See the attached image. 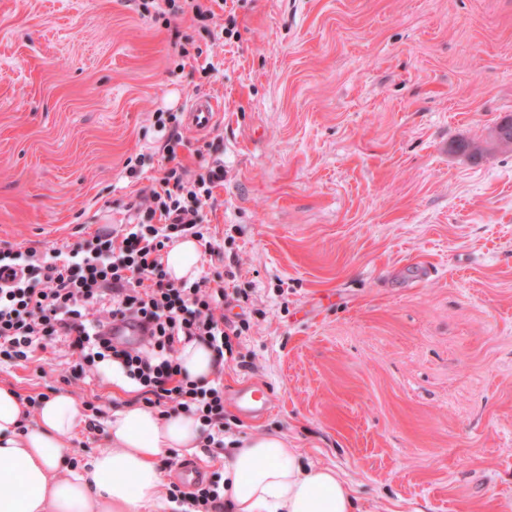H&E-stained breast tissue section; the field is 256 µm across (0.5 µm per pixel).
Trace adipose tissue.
Masks as SVG:
<instances>
[{
	"instance_id": "ef3b65f1",
	"label": "adipose tissue",
	"mask_w": 512,
	"mask_h": 512,
	"mask_svg": "<svg viewBox=\"0 0 512 512\" xmlns=\"http://www.w3.org/2000/svg\"><path fill=\"white\" fill-rule=\"evenodd\" d=\"M22 417L18 396L0 386V512H164L169 501L157 459L202 441L196 416L162 417L134 405L108 420L103 444L73 469L67 439L81 425L75 398L55 393L32 423ZM224 494L233 512H358L338 471L304 461L274 434L246 441L225 459Z\"/></svg>"
}]
</instances>
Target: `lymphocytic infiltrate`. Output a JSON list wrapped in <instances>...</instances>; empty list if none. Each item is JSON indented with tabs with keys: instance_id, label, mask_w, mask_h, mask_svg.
<instances>
[{
	"instance_id": "lymphocytic-infiltrate-1",
	"label": "lymphocytic infiltrate",
	"mask_w": 512,
	"mask_h": 512,
	"mask_svg": "<svg viewBox=\"0 0 512 512\" xmlns=\"http://www.w3.org/2000/svg\"><path fill=\"white\" fill-rule=\"evenodd\" d=\"M167 122L165 148L173 165L145 194L137 223L43 251L0 248V365L29 362L50 341H63L75 360L59 381L69 385L110 367L159 415L197 416L204 446L215 452L225 445L227 425L221 373L251 328L249 319H228L224 308L249 294L242 288L227 291L215 269L192 281L173 279L167 270V250L179 237L195 238L210 258H222L202 208L224 181L221 162L193 175L177 164L181 121L172 112ZM116 321L138 324L144 331L139 342L109 336L106 329ZM192 342L211 349L217 371L212 380L194 379L182 367L181 348ZM169 495L184 512L226 508L217 480L197 483L191 492L176 486Z\"/></svg>"
}]
</instances>
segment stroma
<instances>
[{
  "mask_svg": "<svg viewBox=\"0 0 512 512\" xmlns=\"http://www.w3.org/2000/svg\"><path fill=\"white\" fill-rule=\"evenodd\" d=\"M199 96L218 118L182 125L178 159L224 162L203 216L252 324L229 439L282 435L361 512H512V149L461 148L512 116V0H229L167 24L140 0H0V241L135 221L169 166L158 111ZM68 359L0 384L37 395ZM66 391L136 401L108 369ZM237 404L244 414L258 416L268 405L267 394L259 388H247L239 392Z\"/></svg>",
  "mask_w": 512,
  "mask_h": 512,
  "instance_id": "obj_1",
  "label": "stroma"
}]
</instances>
